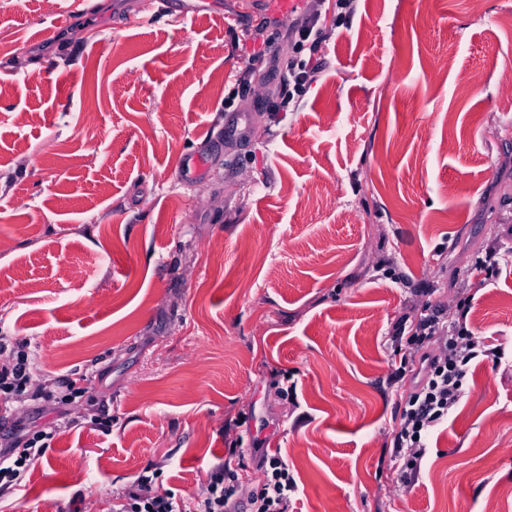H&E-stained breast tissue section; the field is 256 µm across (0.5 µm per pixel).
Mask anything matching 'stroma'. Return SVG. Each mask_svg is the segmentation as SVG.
<instances>
[{
  "mask_svg": "<svg viewBox=\"0 0 512 512\" xmlns=\"http://www.w3.org/2000/svg\"><path fill=\"white\" fill-rule=\"evenodd\" d=\"M71 2L0 0V336L87 420L0 512H109L150 463L184 495L225 462L254 487L259 453L288 512H512V0H297L322 41L294 112L273 0ZM463 299L501 361L469 364L405 487L389 334ZM57 415L0 407V436Z\"/></svg>",
  "mask_w": 512,
  "mask_h": 512,
  "instance_id": "35a3bbf8",
  "label": "stroma"
}]
</instances>
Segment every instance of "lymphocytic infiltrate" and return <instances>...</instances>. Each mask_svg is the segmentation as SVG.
Returning <instances> with one entry per match:
<instances>
[{
  "label": "lymphocytic infiltrate",
  "instance_id": "1",
  "mask_svg": "<svg viewBox=\"0 0 512 512\" xmlns=\"http://www.w3.org/2000/svg\"><path fill=\"white\" fill-rule=\"evenodd\" d=\"M315 66L311 60L293 58L280 76L281 94L276 111H287L296 95L313 80ZM459 318L454 325L431 314L418 319L413 335H406L405 322L396 323L391 331L392 345L408 343L410 358L395 368L394 377L412 373L416 383L399 408L400 427L393 436V449L403 463L398 470L401 484L417 481L421 461L427 451L429 433L448 418L450 410L465 393L464 369L473 360L496 359V348L472 336L466 327V303H458ZM34 360L23 350L10 347L8 337L0 336V402L43 401L69 405L77 394L70 385L57 381L50 386L30 388ZM46 429H30L0 445V482L14 485L33 461L46 449ZM257 465L263 475L259 490L245 494L239 489L229 467L221 465L211 473L203 491L187 497L172 490L160 489L155 475L140 474L130 488L116 494L112 512H238L247 504L248 512H288V502L297 485L287 464L276 456H263Z\"/></svg>",
  "mask_w": 512,
  "mask_h": 512
}]
</instances>
